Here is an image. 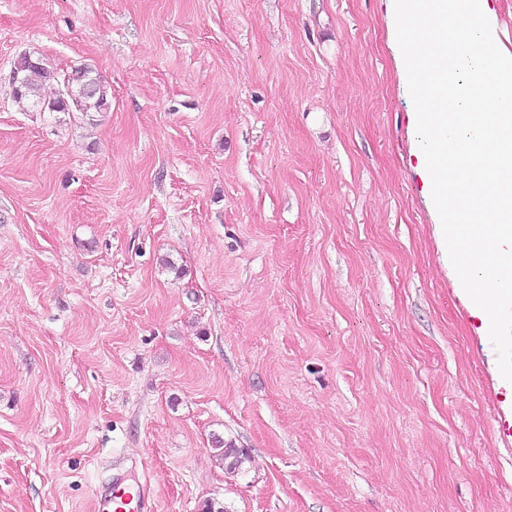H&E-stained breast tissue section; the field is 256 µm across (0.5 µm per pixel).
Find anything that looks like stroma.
Listing matches in <instances>:
<instances>
[{
  "label": "stroma",
  "instance_id": "stroma-1",
  "mask_svg": "<svg viewBox=\"0 0 512 512\" xmlns=\"http://www.w3.org/2000/svg\"><path fill=\"white\" fill-rule=\"evenodd\" d=\"M390 0H0V512H512ZM104 110L12 95L23 53ZM244 449L219 466L213 436ZM155 512L156 501L147 478L126 469L112 474L103 486L99 512Z\"/></svg>",
  "mask_w": 512,
  "mask_h": 512
}]
</instances>
